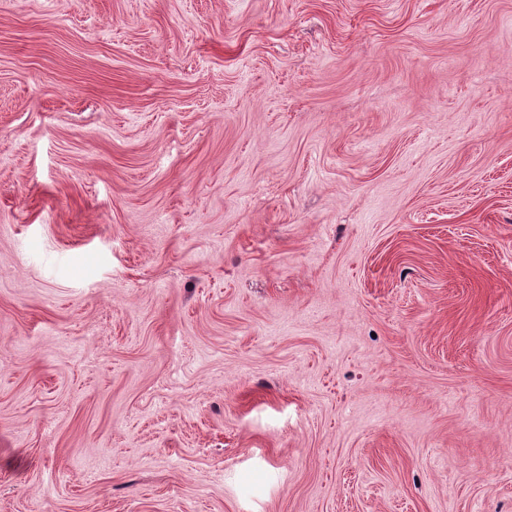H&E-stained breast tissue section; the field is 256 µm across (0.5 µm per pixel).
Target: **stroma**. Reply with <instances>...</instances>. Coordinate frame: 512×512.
<instances>
[{
	"label": "stroma",
	"instance_id": "obj_1",
	"mask_svg": "<svg viewBox=\"0 0 512 512\" xmlns=\"http://www.w3.org/2000/svg\"><path fill=\"white\" fill-rule=\"evenodd\" d=\"M0 512H512V0H0Z\"/></svg>",
	"mask_w": 512,
	"mask_h": 512
}]
</instances>
